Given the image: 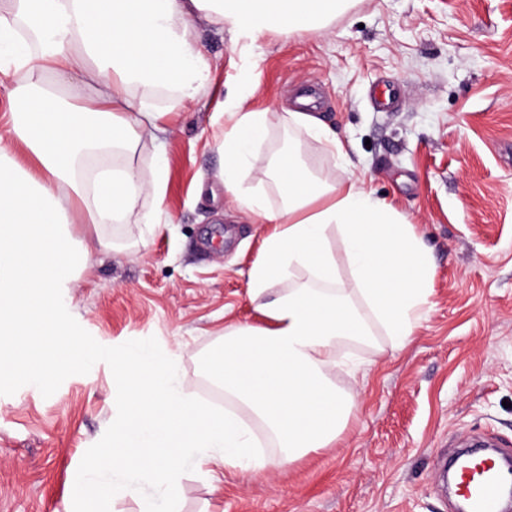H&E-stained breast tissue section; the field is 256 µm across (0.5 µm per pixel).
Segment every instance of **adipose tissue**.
I'll return each mask as SVG.
<instances>
[{
  "label": "adipose tissue",
  "mask_w": 512,
  "mask_h": 512,
  "mask_svg": "<svg viewBox=\"0 0 512 512\" xmlns=\"http://www.w3.org/2000/svg\"><path fill=\"white\" fill-rule=\"evenodd\" d=\"M347 0H0V73L12 76L10 127L0 132V384L20 378L44 383L51 361L88 360L62 335L57 289L89 269L91 251H111L98 229L121 223L141 195L150 227L167 223V164L161 120L174 106L208 91V62L194 42L198 26H229L237 38L299 34L341 14ZM150 95H142V88ZM306 98L283 122L334 155L343 143ZM215 136L224 154L218 177L224 195L254 223L268 225L248 271L250 298L264 327L234 326L207 361L230 409L198 403L173 362L146 347L115 360L121 388L112 423L113 493L136 482L154 489L141 512L179 502L181 457L203 471L216 464L258 473L330 447L345 428L353 401L332 373L338 345L365 342L381 323L395 347L410 343L425 314L434 268L428 248L392 203L368 193L349 168L318 177L299 149L271 161L284 204L269 207L241 188L245 168L261 160L268 113L240 97L224 102ZM154 148L150 171L129 156ZM339 236L353 270L336 275L330 247ZM307 281L282 283L294 270ZM245 408L278 453L258 451L237 416Z\"/></svg>",
  "instance_id": "adipose-tissue-1"
}]
</instances>
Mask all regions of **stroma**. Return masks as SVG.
I'll return each instance as SVG.
<instances>
[{"label":"stroma","instance_id":"1","mask_svg":"<svg viewBox=\"0 0 512 512\" xmlns=\"http://www.w3.org/2000/svg\"><path fill=\"white\" fill-rule=\"evenodd\" d=\"M195 40L210 89L167 118L173 224H141L152 206L141 196L106 230L117 253L91 254L90 275L60 289V323L89 352L86 369L0 384V512H69L79 475L111 467L112 360L131 346L172 357L203 403L224 406L206 360L225 326L265 324L247 274L268 232L217 178L212 117L231 93L271 120L244 192L279 207L265 161L301 143L314 173L332 180L349 166L408 216L434 276L407 346L393 349L376 323L372 343L348 347L366 374L333 376L355 404L334 445L219 482L183 457L179 512H453L434 459L471 435L512 447V0H352L325 27L264 33L246 53L228 29L201 27ZM311 86L347 160L279 120Z\"/></svg>","mask_w":512,"mask_h":512}]
</instances>
